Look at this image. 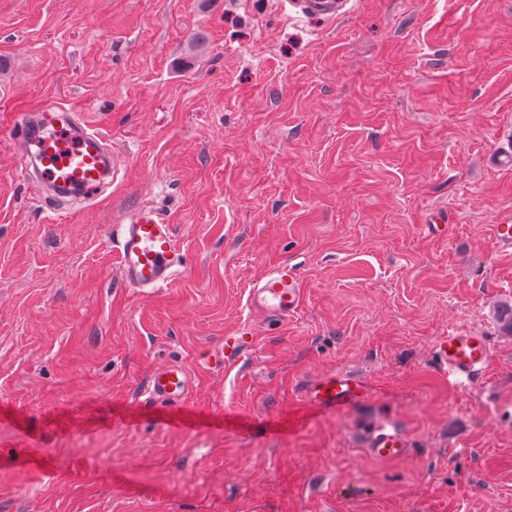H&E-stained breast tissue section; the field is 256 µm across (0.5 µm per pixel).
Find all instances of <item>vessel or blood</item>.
Listing matches in <instances>:
<instances>
[{"mask_svg": "<svg viewBox=\"0 0 512 512\" xmlns=\"http://www.w3.org/2000/svg\"><path fill=\"white\" fill-rule=\"evenodd\" d=\"M107 132L92 126L82 113L71 121L58 118L52 109L37 114L21 113L15 124L14 145L22 163H35L41 185L86 200L96 199L104 184ZM38 153H31V145ZM497 248L512 252V212H499L492 226ZM117 265L124 285L141 294L168 287L187 271L184 256L171 224L150 207L129 213L111 232ZM305 288L296 270L278 264L266 271L252 286L248 302L252 310L276 322L293 317L302 307ZM253 339L237 333L224 339V364L234 365ZM437 356L459 385L478 389L493 357L484 332L456 327L437 346ZM151 399L180 402L190 392V377L183 364L172 363L154 371L147 383ZM300 395L313 409L343 414L366 402L369 385L354 375L338 371L304 384ZM368 453L384 460L409 456L411 441L392 422L376 426L368 434Z\"/></svg>", "mask_w": 512, "mask_h": 512, "instance_id": "b4317fda", "label": "vessel or blood"}]
</instances>
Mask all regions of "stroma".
I'll return each mask as SVG.
<instances>
[{"mask_svg":"<svg viewBox=\"0 0 512 512\" xmlns=\"http://www.w3.org/2000/svg\"><path fill=\"white\" fill-rule=\"evenodd\" d=\"M74 107L117 179L53 217L12 141ZM512 0H0V512H512ZM141 205L188 274L145 296L108 237ZM306 300L248 304L271 266ZM494 346L479 391L436 361L449 329ZM254 343L232 368L226 335ZM181 362L183 406L146 402ZM344 415L299 389L336 370ZM398 424L409 457L378 460ZM292 5L298 6L303 13H314L327 18H333L339 13L336 5L346 6V1L335 0H299L290 1ZM494 223L492 230L497 248L503 252H512V212H499ZM305 288L296 270L288 264H278L266 271L248 294L249 306L272 321L283 322L302 307ZM300 395L319 412L343 414L366 402L371 388L354 375L338 371L304 384ZM366 447L373 457L399 460L410 455L411 441L407 434L388 421L369 432Z\"/></svg>","mask_w":512,"mask_h":512,"instance_id":"1","label":"stroma"}]
</instances>
